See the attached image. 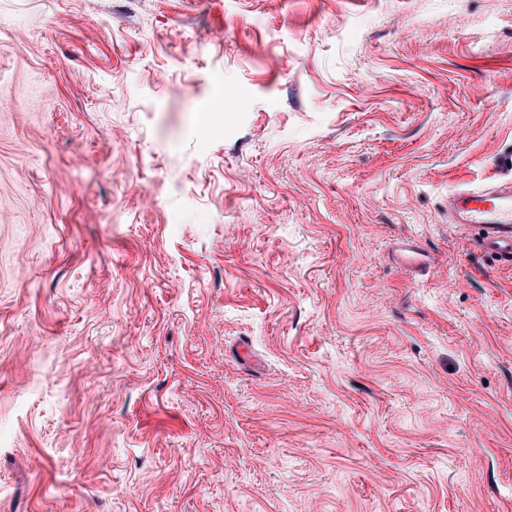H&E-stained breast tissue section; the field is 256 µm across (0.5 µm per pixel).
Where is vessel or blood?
<instances>
[{
    "mask_svg": "<svg viewBox=\"0 0 512 512\" xmlns=\"http://www.w3.org/2000/svg\"><path fill=\"white\" fill-rule=\"evenodd\" d=\"M448 221L477 229L479 246L512 265V180L502 179L448 196ZM394 260L401 266L427 270L432 260L415 240L398 241Z\"/></svg>",
    "mask_w": 512,
    "mask_h": 512,
    "instance_id": "vessel-or-blood-1",
    "label": "vessel or blood"
}]
</instances>
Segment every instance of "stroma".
I'll return each mask as SVG.
<instances>
[{
  "instance_id": "obj_1",
  "label": "stroma",
  "mask_w": 512,
  "mask_h": 512,
  "mask_svg": "<svg viewBox=\"0 0 512 512\" xmlns=\"http://www.w3.org/2000/svg\"><path fill=\"white\" fill-rule=\"evenodd\" d=\"M511 176L512 0H0V512H512ZM448 221L478 230L479 246L512 265V180L448 195ZM393 253L395 262L406 268L426 271L432 265L430 256L412 239L398 241Z\"/></svg>"
}]
</instances>
